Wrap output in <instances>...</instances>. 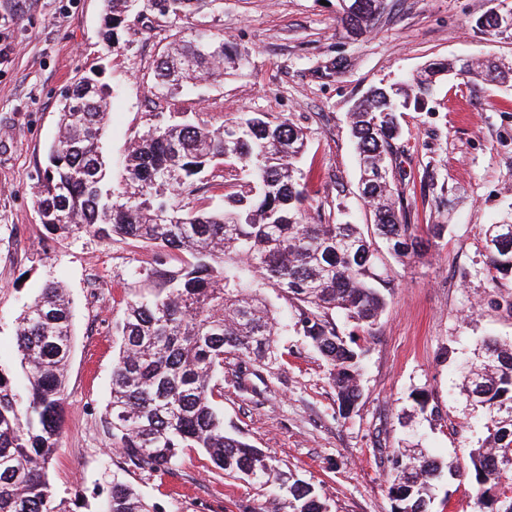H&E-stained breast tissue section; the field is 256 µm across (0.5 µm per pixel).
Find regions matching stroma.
Masks as SVG:
<instances>
[{
  "mask_svg": "<svg viewBox=\"0 0 512 512\" xmlns=\"http://www.w3.org/2000/svg\"><path fill=\"white\" fill-rule=\"evenodd\" d=\"M102 0H0V360L18 365L17 318L57 281L74 311L61 445L50 480L72 512H100L113 479L131 483L159 512H285L282 499L215 469L200 448L182 449L164 473L125 464L107 438L105 405L117 353L113 327L134 296L158 287L153 246L83 234L47 236L34 208L38 175L57 136L67 89L82 75L111 92L102 151L118 174L129 143L173 113L217 126L242 112L292 119L305 128L299 167L324 218L345 207L365 221L347 114L370 87L443 60L512 64V37L472 26L492 0H387L373 29L348 33L338 0H223L188 17L144 10L127 19L119 49L101 40ZM202 30L233 43L244 65L224 80L172 100L154 95L157 64L173 34ZM398 159L406 220L444 224L439 249L406 262L387 259L394 281L369 329L362 395L338 411L327 366L303 336L282 338L284 355L236 378L224 367V423L275 455L309 483L328 512H393L388 488L394 449L418 447L443 472L433 512H473L472 480L461 475L486 431L484 410L463 392L484 339L512 344V281L493 286L486 225L512 212V87L451 75L423 110L401 119ZM242 175L207 173V186L181 197L185 208L222 207ZM433 394L440 418L417 411Z\"/></svg>",
  "mask_w": 512,
  "mask_h": 512,
  "instance_id": "obj_1",
  "label": "stroma"
}]
</instances>
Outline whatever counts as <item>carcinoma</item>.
Instances as JSON below:
<instances>
[{"instance_id": "cac0c4a2", "label": "carcinoma", "mask_w": 512, "mask_h": 512, "mask_svg": "<svg viewBox=\"0 0 512 512\" xmlns=\"http://www.w3.org/2000/svg\"><path fill=\"white\" fill-rule=\"evenodd\" d=\"M343 13L349 31H370L382 0H357ZM101 36L120 47L126 21L142 8L162 15L191 14L220 0H103ZM242 60L220 37L174 35L161 57L155 93L181 94L188 84L217 79ZM433 61L412 77L370 88L349 113L359 184L370 230L310 216L314 205L300 182L307 147L304 127L288 118L243 113L208 126L180 119L148 129L129 147L119 186L109 180L101 150L109 93L80 79L59 112L49 165L39 174L35 204L47 234H91L101 240L142 241L160 254L186 255L180 267L159 262L161 287L126 301L115 325L118 354L107 405L108 435L125 463L166 472L182 448H202L215 468L279 493L288 512H327L310 484L224 429V361L255 366L278 360L280 322L261 293L270 288L291 303V318L325 360L339 412L361 396L366 348L339 335L338 314L372 328L384 310L388 284L382 253L400 262L439 245L446 224H406L397 165L401 110H418L448 75ZM459 72L503 83L509 72L489 59H472ZM229 165L243 174L240 188L218 210H185L168 203L205 188L203 175ZM488 272L498 284L512 278V221L485 230ZM21 373L0 361V512H71L48 471L60 448L65 372L72 350V314L64 289L48 282L18 318ZM466 392L486 408L488 436L469 452L478 512L495 503L492 491L512 485V346L485 344ZM389 494L394 512H431L435 461L405 449L393 460ZM105 512H153L129 484L112 482Z\"/></svg>"}]
</instances>
